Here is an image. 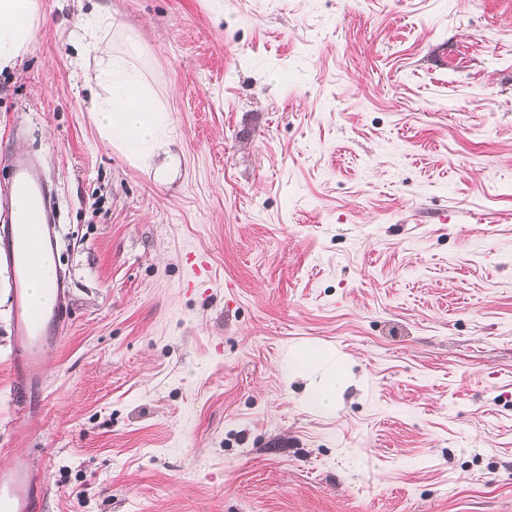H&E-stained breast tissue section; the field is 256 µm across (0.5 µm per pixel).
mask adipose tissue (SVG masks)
Masks as SVG:
<instances>
[{
	"instance_id": "adipose-tissue-1",
	"label": "adipose tissue",
	"mask_w": 512,
	"mask_h": 512,
	"mask_svg": "<svg viewBox=\"0 0 512 512\" xmlns=\"http://www.w3.org/2000/svg\"><path fill=\"white\" fill-rule=\"evenodd\" d=\"M37 23V0H0V71L13 68L28 53ZM93 80L109 86L108 98L94 102L93 117L102 140L139 163L148 162L158 151L167 152L166 163L155 171L157 179H165L178 163L169 152L176 135L147 82L120 53L101 55ZM322 363L317 353L294 361L296 371L311 381L309 404L321 412L331 408L337 389L345 383L343 371L323 370Z\"/></svg>"
}]
</instances>
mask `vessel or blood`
<instances>
[{
  "mask_svg": "<svg viewBox=\"0 0 512 512\" xmlns=\"http://www.w3.org/2000/svg\"><path fill=\"white\" fill-rule=\"evenodd\" d=\"M5 188L26 202L12 223L0 226V260L11 266L14 275L12 396L22 415L31 416L44 401V362L61 340L71 283L58 253L52 194L36 177L27 155L12 157ZM42 265L56 269L50 283L54 302L49 306L37 305L31 297L30 283ZM47 492L45 473L32 465L28 449H12L10 465L0 468V512H42Z\"/></svg>",
  "mask_w": 512,
  "mask_h": 512,
  "instance_id": "vessel-or-blood-1",
  "label": "vessel or blood"
}]
</instances>
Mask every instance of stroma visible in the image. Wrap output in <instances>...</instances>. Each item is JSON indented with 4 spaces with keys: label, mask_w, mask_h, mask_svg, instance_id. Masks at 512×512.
<instances>
[{
    "label": "stroma",
    "mask_w": 512,
    "mask_h": 512,
    "mask_svg": "<svg viewBox=\"0 0 512 512\" xmlns=\"http://www.w3.org/2000/svg\"><path fill=\"white\" fill-rule=\"evenodd\" d=\"M100 3L179 162L101 140L86 8L38 0L0 155L54 189L72 308L18 418L0 262V467L44 512H512V0ZM323 358L320 354L308 353L293 361L296 371L311 380L308 403L320 412L331 408L336 390L345 383L344 372L336 366L329 371L323 370ZM47 493L45 471L31 464L29 450L12 449L10 465L0 468V511L41 512Z\"/></svg>",
    "instance_id": "obj_1"
}]
</instances>
